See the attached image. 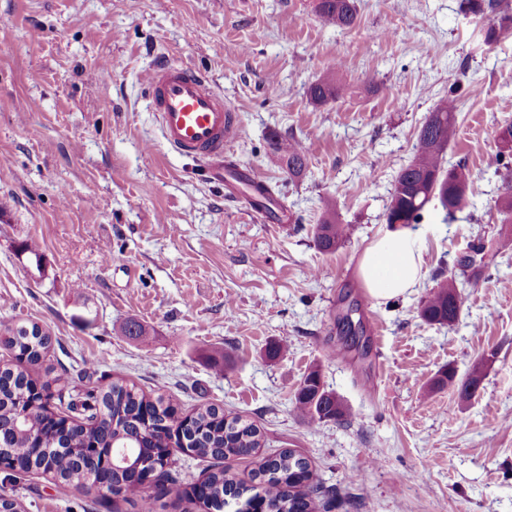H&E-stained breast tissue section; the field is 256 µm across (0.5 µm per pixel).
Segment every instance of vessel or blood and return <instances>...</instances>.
Wrapping results in <instances>:
<instances>
[{
	"label": "vessel or blood",
	"mask_w": 512,
	"mask_h": 512,
	"mask_svg": "<svg viewBox=\"0 0 512 512\" xmlns=\"http://www.w3.org/2000/svg\"><path fill=\"white\" fill-rule=\"evenodd\" d=\"M150 107L156 112L166 144L175 152L209 167L223 169L224 150L240 133L238 118L200 71L160 61L148 75ZM261 177L249 164L225 172V186L253 187Z\"/></svg>",
	"instance_id": "vessel-or-blood-1"
}]
</instances>
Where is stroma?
<instances>
[{"label": "stroma", "mask_w": 512, "mask_h": 512, "mask_svg": "<svg viewBox=\"0 0 512 512\" xmlns=\"http://www.w3.org/2000/svg\"><path fill=\"white\" fill-rule=\"evenodd\" d=\"M350 29L312 0H0V329L38 323L51 347L29 372L65 374L97 394L112 383L216 405L255 423L257 456L224 466L247 494L259 459L306 457L321 512H512V223L494 206L496 130L512 122V35L486 45L459 0H358ZM159 60L204 73L237 111L233 159L275 189L282 221H256L223 178L164 142L147 106ZM347 87L318 105L330 70ZM458 80L448 163L466 162L471 204L447 224L430 202L415 231L423 277L378 302L358 260L386 229L397 171L428 112ZM301 140L288 176L272 135ZM335 210L349 234L322 253L314 227ZM35 242L38 254L24 252ZM485 243V273L461 291L453 327L418 315L439 273ZM363 332L336 323L342 295ZM149 331L126 336L127 321ZM281 346L269 358L272 346ZM484 377L468 400L433 388L441 371ZM348 409L310 424L293 409L311 369ZM212 466L180 455L157 512ZM22 512H137L105 491L60 492L34 470L0 487Z\"/></svg>", "instance_id": "stroma-1"}]
</instances>
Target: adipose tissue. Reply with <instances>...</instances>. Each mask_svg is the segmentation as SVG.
Here are the masks:
<instances>
[{"label": "adipose tissue", "instance_id": "obj_1", "mask_svg": "<svg viewBox=\"0 0 512 512\" xmlns=\"http://www.w3.org/2000/svg\"><path fill=\"white\" fill-rule=\"evenodd\" d=\"M358 276L367 293L387 302L404 296L423 276V257L416 234L408 228L386 231L363 251Z\"/></svg>", "mask_w": 512, "mask_h": 512}]
</instances>
